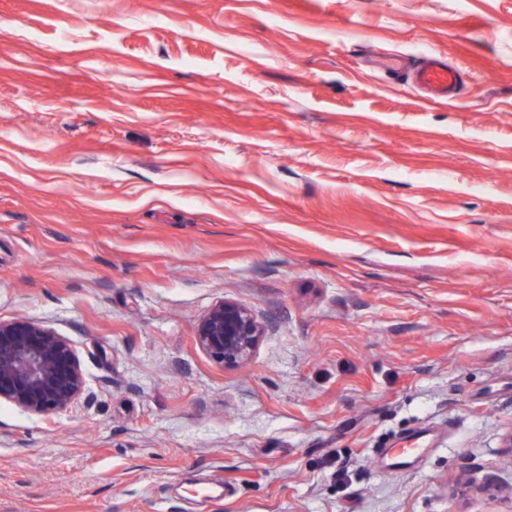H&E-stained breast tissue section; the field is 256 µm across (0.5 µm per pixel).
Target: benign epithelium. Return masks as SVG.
Wrapping results in <instances>:
<instances>
[{
    "label": "benign epithelium",
    "mask_w": 512,
    "mask_h": 512,
    "mask_svg": "<svg viewBox=\"0 0 512 512\" xmlns=\"http://www.w3.org/2000/svg\"><path fill=\"white\" fill-rule=\"evenodd\" d=\"M265 327L246 306L224 300L201 317L195 342L226 365L249 361ZM77 353L51 328L28 320L0 321V402L32 415L64 410L84 397Z\"/></svg>",
    "instance_id": "7a95c632"
}]
</instances>
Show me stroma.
I'll list each match as a JSON object with an SVG mask.
<instances>
[{
	"label": "stroma",
	"instance_id": "1",
	"mask_svg": "<svg viewBox=\"0 0 512 512\" xmlns=\"http://www.w3.org/2000/svg\"><path fill=\"white\" fill-rule=\"evenodd\" d=\"M14 319L89 400L0 404V512H512V0H0ZM414 86L428 101L452 102L458 98L461 75L437 52H430L412 76ZM265 337V327L246 306L225 299L201 317L195 342L224 365L249 361ZM414 447H418L414 446ZM387 448L380 456L387 466H395L400 464H413L419 461L425 448Z\"/></svg>",
	"mask_w": 512,
	"mask_h": 512
}]
</instances>
